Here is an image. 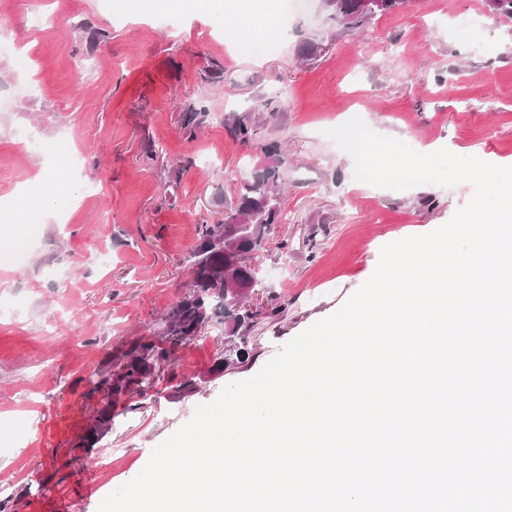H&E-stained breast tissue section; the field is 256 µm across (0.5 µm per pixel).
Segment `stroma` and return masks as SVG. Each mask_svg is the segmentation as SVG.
<instances>
[{"label":"stroma","mask_w":512,"mask_h":512,"mask_svg":"<svg viewBox=\"0 0 512 512\" xmlns=\"http://www.w3.org/2000/svg\"><path fill=\"white\" fill-rule=\"evenodd\" d=\"M281 6L194 0L141 14L131 0H9L0 11L16 44L0 51V482L16 512H97L196 405L331 315L383 246L446 224L473 195L468 183L398 191L355 180L328 129L357 116L421 153L476 147L512 166V19L451 24L485 0H407L355 28L323 0L286 17ZM276 97L271 140L288 190L253 295L284 316L251 331L247 360L220 374L224 328L210 324L111 433L74 448L98 363L154 329L186 290L197 226L223 223L240 182L268 161L267 142L228 139L225 117ZM191 101L206 111L192 134ZM38 175L52 190L46 207ZM30 214L40 231L16 265L12 243ZM186 375L204 382L182 397ZM108 451L128 458L110 479L98 470Z\"/></svg>","instance_id":"1"}]
</instances>
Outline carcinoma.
<instances>
[{
    "mask_svg": "<svg viewBox=\"0 0 512 512\" xmlns=\"http://www.w3.org/2000/svg\"><path fill=\"white\" fill-rule=\"evenodd\" d=\"M357 0H335L332 18L350 26L365 23L354 15ZM264 121L251 114L231 113L224 128L234 142L250 144L257 141ZM282 160L274 158L271 164L242 183L237 193L234 213L222 224H203L199 227L198 242L190 255V281L187 291L161 316L157 328L148 336L136 337L116 347L112 354L95 369L90 387L85 393L89 399H98L92 421L76 443L78 448H92L112 432L115 410L131 409L133 399L141 398L163 378L176 358L177 349L197 339L209 323L225 326L224 345L235 357L219 353L214 371L221 372L246 358L235 336L258 325L256 313L240 306L224 303L228 288L251 289L257 284L258 252L266 237L281 221L280 191Z\"/></svg>",
    "mask_w": 512,
    "mask_h": 512,
    "instance_id": "carcinoma-1",
    "label": "carcinoma"
}]
</instances>
